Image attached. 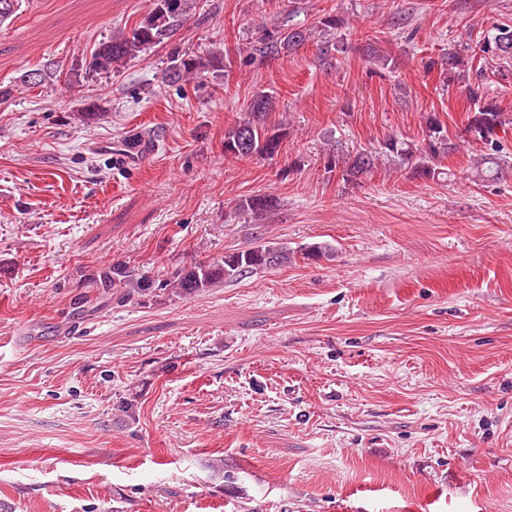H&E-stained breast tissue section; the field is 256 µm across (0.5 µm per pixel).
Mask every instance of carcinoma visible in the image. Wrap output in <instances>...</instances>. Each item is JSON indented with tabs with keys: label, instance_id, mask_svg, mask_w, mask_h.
Instances as JSON below:
<instances>
[{
	"label": "carcinoma",
	"instance_id": "cac0c4a2",
	"mask_svg": "<svg viewBox=\"0 0 512 512\" xmlns=\"http://www.w3.org/2000/svg\"><path fill=\"white\" fill-rule=\"evenodd\" d=\"M199 0H153L150 10L130 31L110 37L99 43L91 52L85 74L74 70L65 75L64 84L72 87L81 77L101 75L118 69L126 61L155 47L171 42L181 31L196 10ZM338 20L331 14L321 16L313 26L282 23L257 28L252 41L250 59L286 57L308 41L319 36L323 44L336 29ZM482 52L491 54L507 65L512 64V28L497 27L485 38ZM469 60L462 50L450 48L443 53L440 68L448 80L467 82V98L470 116L465 128L469 140L489 146V150L473 159L475 177L485 182H501L512 177V158L503 154L497 143L498 133L512 125V115L493 103L483 101L479 87L468 83ZM224 67V54L220 51L184 53L170 56L163 73L169 85L184 89L193 84V89L202 87L208 75ZM274 107L271 95L256 93L246 107L243 120L224 131V154L239 160L252 158L271 159L281 149L282 136L267 124ZM423 143L390 139L383 143V150H361L354 153L331 152L328 168L341 172L347 184L359 185L370 178L377 169L380 157L389 156L392 161L410 167L413 176L423 180H434L444 174L439 160L458 151L459 146L448 138L447 129L436 116L425 118ZM278 202L271 195H255L241 200L237 210L256 221L275 210ZM317 262L331 259L335 248L327 242H319L294 251L286 245L267 242L233 253L208 263H197L180 272L172 280L155 282L139 270L123 264H114L99 269L94 274L97 287L113 291L114 299L123 303L131 295H143L151 288L169 290L181 298L196 295L227 280H238L284 266L296 255Z\"/></svg>",
	"mask_w": 512,
	"mask_h": 512
}]
</instances>
